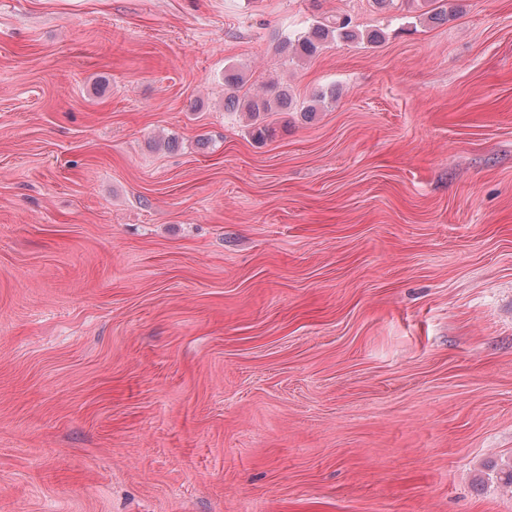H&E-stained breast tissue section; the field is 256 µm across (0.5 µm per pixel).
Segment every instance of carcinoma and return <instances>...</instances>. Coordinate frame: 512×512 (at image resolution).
Listing matches in <instances>:
<instances>
[{"mask_svg": "<svg viewBox=\"0 0 512 512\" xmlns=\"http://www.w3.org/2000/svg\"><path fill=\"white\" fill-rule=\"evenodd\" d=\"M421 13L426 24L443 25L452 16V11L438 4V0H423ZM384 39L381 30H361L348 15H336L313 24L306 32L283 38L276 46L277 51L294 59L312 57L327 45L340 41L349 43L379 44ZM241 75L233 70L224 74V107L229 111H242L254 120L252 137L263 142L275 136L276 129L263 123L261 116L278 108L286 110L291 105L288 89H279L274 95L269 93L240 94Z\"/></svg>", "mask_w": 512, "mask_h": 512, "instance_id": "obj_1", "label": "carcinoma"}]
</instances>
